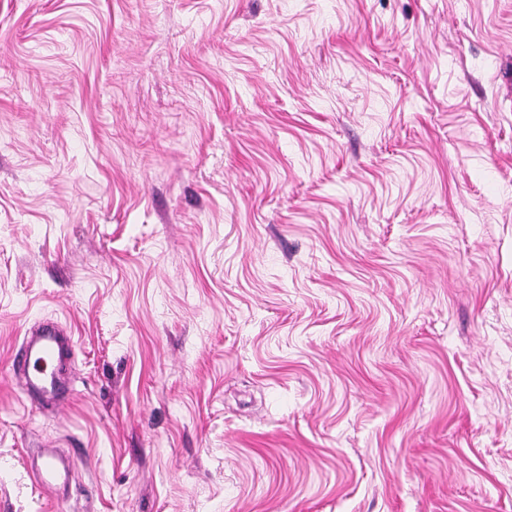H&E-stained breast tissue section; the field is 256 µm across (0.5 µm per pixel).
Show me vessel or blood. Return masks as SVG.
<instances>
[{
    "label": "vessel or blood",
    "mask_w": 512,
    "mask_h": 512,
    "mask_svg": "<svg viewBox=\"0 0 512 512\" xmlns=\"http://www.w3.org/2000/svg\"><path fill=\"white\" fill-rule=\"evenodd\" d=\"M73 353L71 337L58 325L46 323L15 347L12 370L24 373L29 394L43 404L60 407L73 394ZM31 472L39 488L50 496L69 495L75 482L74 462L58 448H42L31 463Z\"/></svg>",
    "instance_id": "b4317fda"
}]
</instances>
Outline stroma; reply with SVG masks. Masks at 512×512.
Listing matches in <instances>:
<instances>
[{"label": "stroma", "instance_id": "35a3bbf8", "mask_svg": "<svg viewBox=\"0 0 512 512\" xmlns=\"http://www.w3.org/2000/svg\"><path fill=\"white\" fill-rule=\"evenodd\" d=\"M0 512H512V0H0ZM67 335L58 325L45 323L24 337L12 354V370L24 373L28 395L53 407L63 406L73 394L74 344ZM74 462L69 453L60 448H42L31 463V472L39 488L47 495L65 497L76 485Z\"/></svg>", "mask_w": 512, "mask_h": 512}]
</instances>
